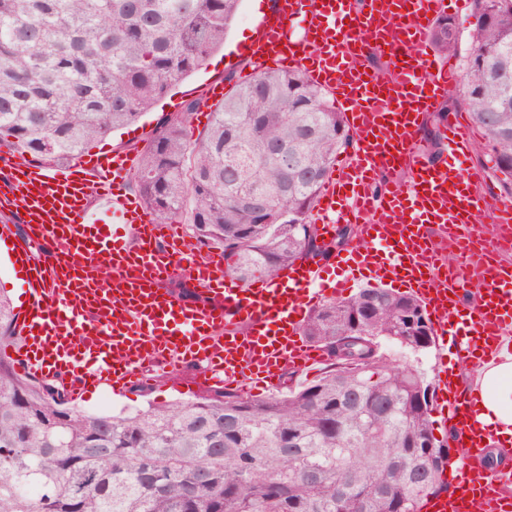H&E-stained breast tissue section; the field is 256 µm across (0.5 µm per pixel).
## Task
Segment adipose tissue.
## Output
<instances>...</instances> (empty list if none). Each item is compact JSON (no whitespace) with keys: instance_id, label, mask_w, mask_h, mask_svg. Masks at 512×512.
Wrapping results in <instances>:
<instances>
[{"instance_id":"obj_1","label":"adipose tissue","mask_w":512,"mask_h":512,"mask_svg":"<svg viewBox=\"0 0 512 512\" xmlns=\"http://www.w3.org/2000/svg\"><path fill=\"white\" fill-rule=\"evenodd\" d=\"M476 381L480 419L495 426L499 437H512V351L503 350L497 363L479 370Z\"/></svg>"}]
</instances>
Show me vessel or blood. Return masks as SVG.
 Segmentation results:
<instances>
[{"label": "vessel or blood", "instance_id": "vessel-or-blood-1", "mask_svg": "<svg viewBox=\"0 0 512 512\" xmlns=\"http://www.w3.org/2000/svg\"><path fill=\"white\" fill-rule=\"evenodd\" d=\"M247 53L256 70L302 69L329 92L356 146L320 191L313 222L323 238L357 227L362 245L336 253L332 277L298 262L244 285L213 253L187 261L177 225L157 223L129 194L134 158L115 151L45 167L0 147V206L16 208L28 241L54 250L33 266L34 298L13 348L16 366L62 382L77 395L94 386L118 394L147 366L193 368L187 386L207 393L248 391L252 380L279 388L284 369L313 368L323 352L300 334L309 308L356 281L399 285L419 297L437 336L459 337L458 356L481 367L512 345V267L495 237L472 229L487 198L462 167L470 136L459 117L445 124V160L420 148L425 113L448 95L451 60L429 54L428 32L446 0H274ZM304 35L291 36L295 24ZM385 52L391 78L365 63L363 46ZM187 266L199 301L164 287ZM477 289L472 303L464 293ZM437 413L452 422L462 463H449L448 493L425 512H512L506 476L478 469L500 439L478 419L479 400L459 389L447 362L435 368Z\"/></svg>", "mask_w": 512, "mask_h": 512}]
</instances>
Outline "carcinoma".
Masks as SVG:
<instances>
[{
	"label": "carcinoma",
	"instance_id": "1",
	"mask_svg": "<svg viewBox=\"0 0 512 512\" xmlns=\"http://www.w3.org/2000/svg\"><path fill=\"white\" fill-rule=\"evenodd\" d=\"M241 0H0V137L34 162L59 164L128 125L200 70ZM470 53L459 87L431 113L423 147L442 155L440 125L462 105L512 195V0H472ZM443 14L430 41L455 53ZM203 96L159 119L135 174L160 224L190 213L195 252L220 245L247 284L336 252L311 222L317 196L353 137L325 91L300 69L265 70L233 87L191 140ZM288 153L291 163L282 160ZM425 309L380 287L328 300L301 335L324 350L321 376L285 372V393L224 388L195 402L119 415L65 402L54 380L7 357L17 315L0 292V512H421L448 491L447 446L433 435L431 386L380 354L386 339L428 348ZM29 485L35 493L25 495Z\"/></svg>",
	"mask_w": 512,
	"mask_h": 512
}]
</instances>
